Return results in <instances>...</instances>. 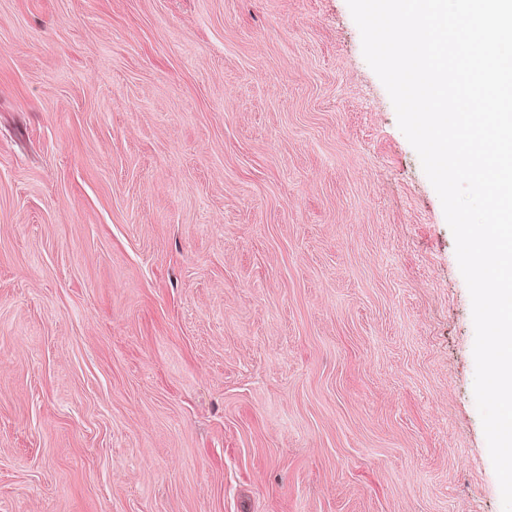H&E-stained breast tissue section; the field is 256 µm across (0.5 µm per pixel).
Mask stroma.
I'll return each mask as SVG.
<instances>
[{
  "label": "stroma",
  "instance_id": "35a3bbf8",
  "mask_svg": "<svg viewBox=\"0 0 512 512\" xmlns=\"http://www.w3.org/2000/svg\"><path fill=\"white\" fill-rule=\"evenodd\" d=\"M474 338L346 0H0V512H502Z\"/></svg>",
  "mask_w": 512,
  "mask_h": 512
}]
</instances>
